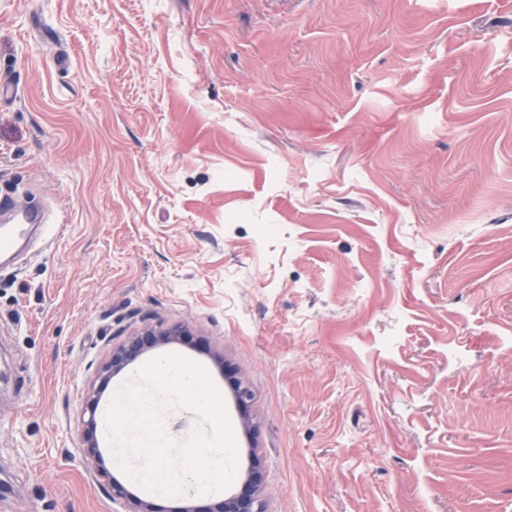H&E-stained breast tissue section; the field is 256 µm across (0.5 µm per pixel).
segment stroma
<instances>
[{
  "mask_svg": "<svg viewBox=\"0 0 512 512\" xmlns=\"http://www.w3.org/2000/svg\"><path fill=\"white\" fill-rule=\"evenodd\" d=\"M1 87L0 197L65 227L0 273L15 512H124L143 360L103 473L85 399L157 325L224 404V496L512 512V0H0ZM186 334V331L179 327H144L124 343L113 347L110 356L98 367L95 380L87 393L81 450L86 458L95 463L99 472H106L97 438L96 414L102 391L109 385L112 377L118 375L140 356L157 347L178 343Z\"/></svg>",
  "mask_w": 512,
  "mask_h": 512,
  "instance_id": "35a3bbf8",
  "label": "stroma"
}]
</instances>
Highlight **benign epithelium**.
Here are the masks:
<instances>
[{
    "mask_svg": "<svg viewBox=\"0 0 512 512\" xmlns=\"http://www.w3.org/2000/svg\"><path fill=\"white\" fill-rule=\"evenodd\" d=\"M185 335L186 331L179 327H144L124 343L112 348L110 356L98 367L95 380L87 393V417L83 418L81 438L84 456L95 463L99 472H106L97 438L96 414L102 391L109 385L112 377L140 356L157 347L178 343ZM260 482V472L254 468L236 495L208 507H196L189 502L179 512H265L264 504L258 497ZM112 499L128 502L130 512H155L151 501L133 495L115 480L112 481Z\"/></svg>",
    "mask_w": 512,
    "mask_h": 512,
    "instance_id": "obj_1",
    "label": "benign epithelium"
}]
</instances>
